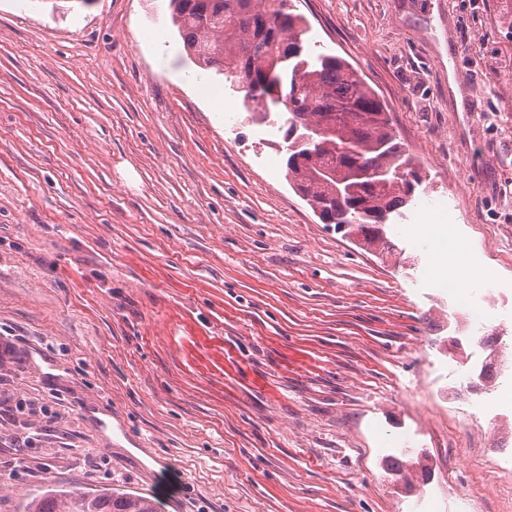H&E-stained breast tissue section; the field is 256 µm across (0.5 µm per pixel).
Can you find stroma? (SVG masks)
I'll use <instances>...</instances> for the list:
<instances>
[{"mask_svg": "<svg viewBox=\"0 0 512 512\" xmlns=\"http://www.w3.org/2000/svg\"><path fill=\"white\" fill-rule=\"evenodd\" d=\"M420 175L366 245L286 177L283 121L186 56L168 0H0V512L112 488L161 512H410L428 488L512 512L473 476L485 398L455 434L422 391L476 343L419 283L421 200L512 309V26L500 0H293ZM209 85L223 109L200 97ZM427 466L408 481L383 440Z\"/></svg>", "mask_w": 512, "mask_h": 512, "instance_id": "35a3bbf8", "label": "stroma"}]
</instances>
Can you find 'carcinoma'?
Returning <instances> with one entry per match:
<instances>
[{"instance_id": "obj_1", "label": "carcinoma", "mask_w": 512, "mask_h": 512, "mask_svg": "<svg viewBox=\"0 0 512 512\" xmlns=\"http://www.w3.org/2000/svg\"><path fill=\"white\" fill-rule=\"evenodd\" d=\"M171 18L189 58L199 67L226 75L243 93L246 102L262 105L259 120L274 109L287 112L288 157L286 176L294 181L310 207L322 208L324 224L344 225L369 245L385 239L363 204L401 216L412 192L398 184V175L414 168L389 126L386 106L375 90L344 58L321 54L312 60L307 51L285 63L275 62L272 45L290 48L304 45L306 20L294 12L292 0H169ZM279 86L283 100L270 94ZM346 105L349 122L316 140L324 147L305 153L294 148L304 135H313L326 118ZM351 152L364 177L354 198L336 195L334 185L299 180L296 156L314 169L336 164V147ZM25 512H158L157 501L129 492L103 489L63 491L48 489L30 498Z\"/></svg>"}]
</instances>
